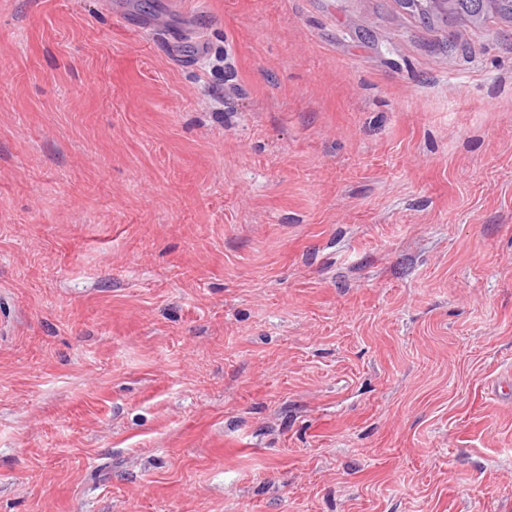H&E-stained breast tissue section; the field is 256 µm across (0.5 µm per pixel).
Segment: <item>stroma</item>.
Wrapping results in <instances>:
<instances>
[{
	"instance_id": "obj_1",
	"label": "stroma",
	"mask_w": 512,
	"mask_h": 512,
	"mask_svg": "<svg viewBox=\"0 0 512 512\" xmlns=\"http://www.w3.org/2000/svg\"><path fill=\"white\" fill-rule=\"evenodd\" d=\"M0 0V512H512V21Z\"/></svg>"
}]
</instances>
